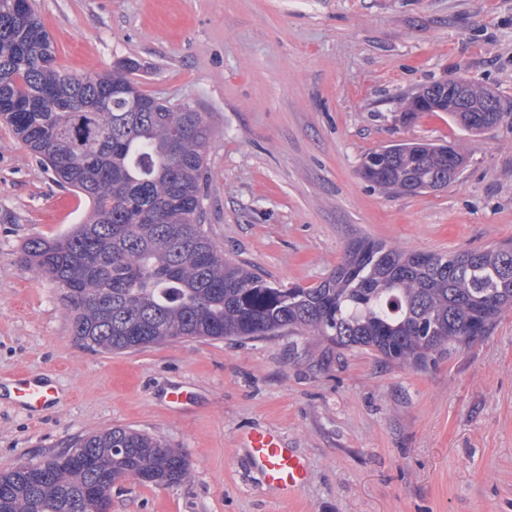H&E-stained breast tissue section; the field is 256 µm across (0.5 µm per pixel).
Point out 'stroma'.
I'll return each mask as SVG.
<instances>
[{
  "instance_id": "35a3bbf8",
  "label": "stroma",
  "mask_w": 512,
  "mask_h": 512,
  "mask_svg": "<svg viewBox=\"0 0 512 512\" xmlns=\"http://www.w3.org/2000/svg\"><path fill=\"white\" fill-rule=\"evenodd\" d=\"M31 5L59 70L102 75L135 59L142 91L204 113L205 229L270 282L319 284L357 235L424 253L512 240V113L474 136L447 113L399 111L402 96L454 76L512 110V0ZM401 140L453 145L466 163L440 190L384 194L359 166ZM88 209L0 124V472L121 426L183 449L192 477L116 484L112 512H512V309L425 370L307 332L95 352L20 261L24 242L67 233ZM20 372L55 381L39 414L11 395ZM253 430L306 459L295 495L263 485Z\"/></svg>"
}]
</instances>
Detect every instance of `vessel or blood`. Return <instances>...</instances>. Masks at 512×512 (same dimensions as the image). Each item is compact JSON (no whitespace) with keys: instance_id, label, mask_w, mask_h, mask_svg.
<instances>
[{"instance_id":"obj_1","label":"vessel or blood","mask_w":512,"mask_h":512,"mask_svg":"<svg viewBox=\"0 0 512 512\" xmlns=\"http://www.w3.org/2000/svg\"><path fill=\"white\" fill-rule=\"evenodd\" d=\"M13 385L17 398L33 412L48 406L55 395L50 377L32 378L20 375ZM250 458L268 487L277 489L284 496L293 495L307 480L306 461L293 449L283 447L277 435L269 431H253L247 437Z\"/></svg>"}]
</instances>
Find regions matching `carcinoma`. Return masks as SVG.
<instances>
[{"label": "carcinoma", "instance_id": "carcinoma-1", "mask_svg": "<svg viewBox=\"0 0 512 512\" xmlns=\"http://www.w3.org/2000/svg\"><path fill=\"white\" fill-rule=\"evenodd\" d=\"M136 69L126 60L108 75H63L28 0L0 2V121L90 205L66 234L26 241L21 262L59 290L85 347L117 352L301 330L422 370L486 336L512 308L507 242L406 253L355 237L315 287L277 285L225 257L202 224L206 118L158 100L146 112L125 111L127 96L112 94L114 84L151 99L130 78ZM448 117L480 135L505 112ZM464 161L453 146L404 142L367 154L361 173L385 193L416 194L447 186L448 164ZM75 446L114 475L143 472L154 485L190 475L181 449L133 429L92 431ZM44 464L43 480L26 464L0 473V512H89L87 491L108 474L60 456Z\"/></svg>", "mask_w": 512, "mask_h": 512}]
</instances>
